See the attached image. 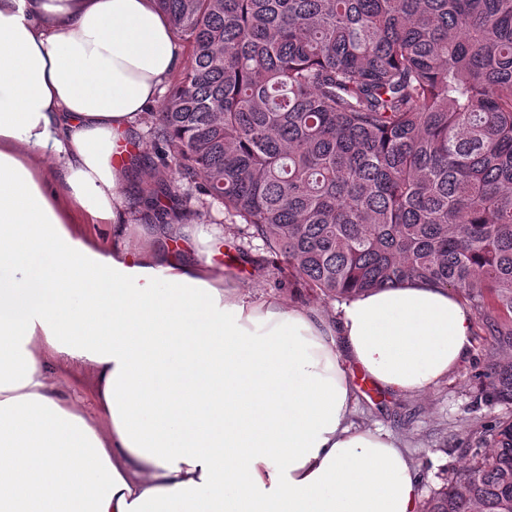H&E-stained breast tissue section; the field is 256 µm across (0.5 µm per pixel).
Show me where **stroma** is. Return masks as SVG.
Masks as SVG:
<instances>
[{"label":"stroma","instance_id":"obj_1","mask_svg":"<svg viewBox=\"0 0 512 512\" xmlns=\"http://www.w3.org/2000/svg\"><path fill=\"white\" fill-rule=\"evenodd\" d=\"M250 259L242 261L240 249ZM212 259L226 266L240 288L252 296L280 295L289 304L332 313L333 301L320 299L294 284L278 283L271 258L259 243H246L234 225L224 227V239L213 246ZM467 360L452 370L426 396L394 394L355 381L351 422L362 428L391 433L416 461L422 476L421 495L429 497L448 475L460 472L472 459L471 450L483 428L505 416V407L486 404L477 396L480 373L489 359L481 328H474Z\"/></svg>","mask_w":512,"mask_h":512}]
</instances>
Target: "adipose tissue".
Masks as SVG:
<instances>
[{"mask_svg":"<svg viewBox=\"0 0 512 512\" xmlns=\"http://www.w3.org/2000/svg\"><path fill=\"white\" fill-rule=\"evenodd\" d=\"M183 50L153 0H0V512H421L348 366L423 395L472 346L419 282L335 317L127 233L128 156ZM88 366L95 415L49 371Z\"/></svg>","mask_w":512,"mask_h":512,"instance_id":"obj_1","label":"adipose tissue"}]
</instances>
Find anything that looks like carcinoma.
<instances>
[{
	"mask_svg": "<svg viewBox=\"0 0 512 512\" xmlns=\"http://www.w3.org/2000/svg\"><path fill=\"white\" fill-rule=\"evenodd\" d=\"M191 59L148 121L139 220L183 185L330 300L413 281L475 311L512 405V0H155ZM423 512H512V415Z\"/></svg>",
	"mask_w": 512,
	"mask_h": 512,
	"instance_id": "cac0c4a2",
	"label": "carcinoma"
}]
</instances>
